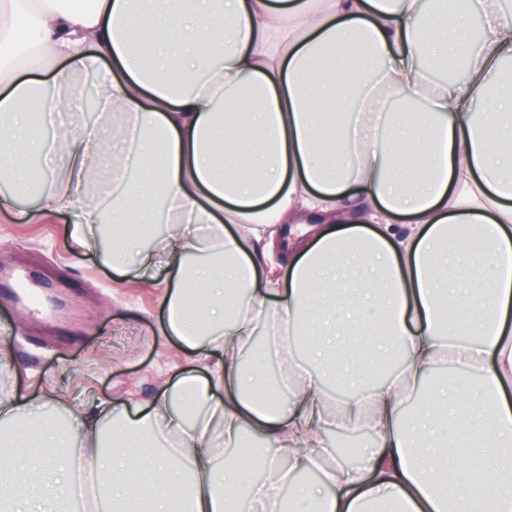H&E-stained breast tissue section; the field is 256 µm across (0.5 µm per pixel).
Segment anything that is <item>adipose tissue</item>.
Masks as SVG:
<instances>
[{"label":"adipose tissue","mask_w":512,"mask_h":512,"mask_svg":"<svg viewBox=\"0 0 512 512\" xmlns=\"http://www.w3.org/2000/svg\"><path fill=\"white\" fill-rule=\"evenodd\" d=\"M446 17L424 0H0V175L29 195L26 158L45 156L46 215L71 216L74 238L111 223L109 262L128 285L165 270L166 335L211 361L208 377L182 375L148 406L131 411L115 397L73 408L99 494L126 504L110 466H139L135 448L176 435L180 446L157 463L152 512H237L244 498L282 512L286 484L294 512H512L502 480L512 474V333L502 327L512 276L501 271L512 256V165L499 156L512 130V80L501 72L512 9L469 0L453 24ZM20 40L33 65L50 62L49 78L11 65ZM102 60L112 63L102 100L111 128L60 123L29 144L31 105L79 107L78 77ZM447 65L462 77L436 80ZM488 98L495 109L477 111ZM230 140L247 145V164L226 153ZM158 184L184 230L157 237L131 271L124 226L150 222ZM99 193L108 210L88 205ZM456 224L471 225L469 244H455ZM330 262L345 263L348 287L384 298L378 342L403 353L392 379L372 381L364 357L317 360L316 325L347 306L329 291ZM230 287L245 291L233 316ZM459 304L492 333L449 336L440 311ZM273 325L288 332L269 346L284 376L261 404L263 376L241 356ZM443 362L468 377L446 395L456 410L446 424L431 422V403L408 405ZM331 380L353 383L350 401L329 404ZM56 400L48 390L0 400V446L69 447L54 424L28 427ZM187 405L206 411L190 424ZM327 425L372 435L362 465L336 461ZM248 426L270 443L261 483L232 459L215 466ZM285 458L318 470L317 483H293ZM26 468L34 481L11 489L14 499L51 512L68 497L48 458Z\"/></svg>","instance_id":"1"}]
</instances>
